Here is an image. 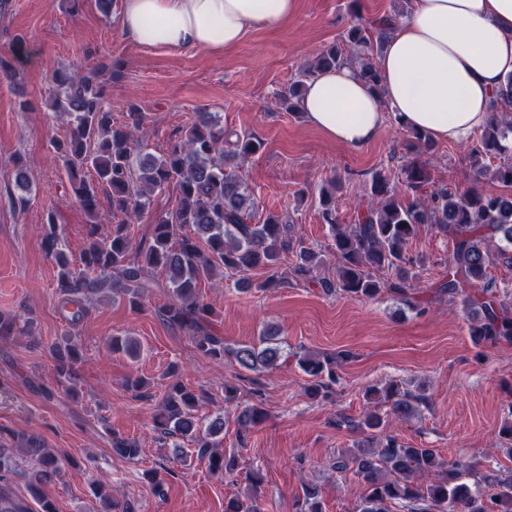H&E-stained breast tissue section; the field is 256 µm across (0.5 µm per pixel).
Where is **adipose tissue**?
Segmentation results:
<instances>
[{
    "mask_svg": "<svg viewBox=\"0 0 512 512\" xmlns=\"http://www.w3.org/2000/svg\"><path fill=\"white\" fill-rule=\"evenodd\" d=\"M296 9L297 0H124L119 25L139 45L221 55ZM375 66V85L350 66L316 75L299 103L307 123L354 150L389 115L432 140L467 141L490 122L493 95L512 74V0H409L386 23Z\"/></svg>",
    "mask_w": 512,
    "mask_h": 512,
    "instance_id": "ef3b65f1",
    "label": "adipose tissue"
}]
</instances>
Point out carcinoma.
I'll return each instance as SVG.
<instances>
[{"instance_id": "carcinoma-1", "label": "carcinoma", "mask_w": 512, "mask_h": 512, "mask_svg": "<svg viewBox=\"0 0 512 512\" xmlns=\"http://www.w3.org/2000/svg\"><path fill=\"white\" fill-rule=\"evenodd\" d=\"M383 47V35L361 23L352 25L342 41L329 45L306 63L299 79L280 95L281 104L297 113L298 100L315 74L340 66H353L362 77L376 83L375 57ZM117 64H98L86 71L56 72V89L50 109L66 118L69 135L54 142L73 194L90 223L89 246L81 255V269L73 270L62 253L52 211L44 216L42 246L61 266L56 289L59 307L71 326L90 314L92 297H128L129 304L143 308L142 298L157 284L145 279V269L167 271L165 287L171 300L159 312L172 326L194 342L197 350L214 362L233 359L241 368L260 372L282 358L278 333L267 330L250 344L230 346L216 330L218 314L197 296L198 283L223 272L238 276L241 291L252 287L275 288L295 280L311 283L325 295L373 299L383 292L393 294L409 309L422 312L424 305L442 299L458 301L468 311V335L476 345L512 341V303L498 289L489 270L498 262L512 266V74L492 99L500 121L485 127L470 152L471 167L491 177L507 193L459 192L448 186L419 195L431 182L426 163L414 160L400 170L399 195L392 180L377 172L372 176L365 200L358 202L357 220L339 223L336 191L324 189L320 215L333 232L335 275L319 277L325 255L296 236L294 225L269 215L261 224L250 223L253 192L234 167V161L258 153L264 142L252 134L224 128L210 112L198 114L161 158L145 154L135 135L142 121L137 107L128 114L130 123L116 126L106 104L104 71L116 74ZM499 158L489 169L485 159ZM176 190L174 206L156 214L151 237L133 242L128 218L149 210L151 195L168 188ZM109 196L112 214L126 219L102 225L99 193ZM430 224L448 237L453 249L448 271L429 287L415 286L417 274L410 271V242L420 227ZM189 227L194 235L181 232ZM289 256V276H277L284 256ZM268 270L270 275L254 283L251 274ZM386 272L381 279L376 273ZM57 381L74 390L77 366L82 360L78 341L68 339L51 347ZM352 354L339 351L320 355L309 350L297 355V364L310 377L307 391L313 397L326 394L336 382V368ZM168 371L164 414L158 421L161 433L181 437L195 445L197 456L208 461L209 471L224 477L234 469V460L215 451V438L224 431V416L207 425L198 417L205 395L188 389ZM366 406L356 419L341 417L336 426L361 434L354 447L330 460L339 475L349 472L364 482L365 494L359 512H512V475L494 470L474 473L462 458L447 461L432 448L406 444L390 434L396 421H406L426 403L424 389L414 390L393 382L374 387L365 395ZM390 404L384 413L380 403ZM265 417L257 404L241 406L236 424L245 432ZM113 450L128 458L139 455L134 440L113 437ZM34 463L28 477L30 497L21 498L11 488L18 463L15 452ZM63 467L60 453L47 448L38 436L0 432V512H57L45 486ZM304 512H321L319 489L303 486ZM227 512H260L256 491L235 498Z\"/></svg>"}]
</instances>
